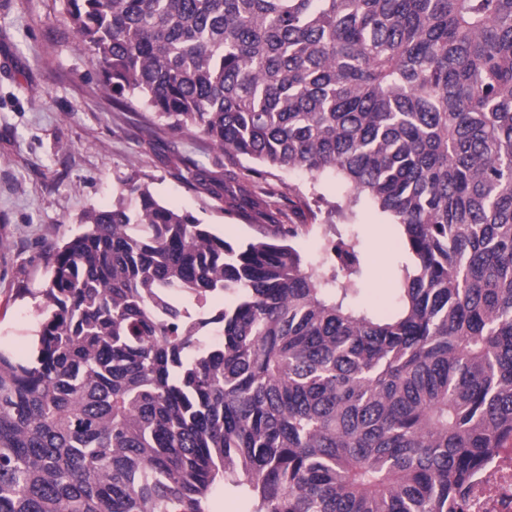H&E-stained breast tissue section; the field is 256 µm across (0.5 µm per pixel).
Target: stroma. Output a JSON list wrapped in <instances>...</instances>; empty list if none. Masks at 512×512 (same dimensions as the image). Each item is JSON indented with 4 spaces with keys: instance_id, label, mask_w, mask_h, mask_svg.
I'll use <instances>...</instances> for the list:
<instances>
[{
    "instance_id": "1",
    "label": "stroma",
    "mask_w": 512,
    "mask_h": 512,
    "mask_svg": "<svg viewBox=\"0 0 512 512\" xmlns=\"http://www.w3.org/2000/svg\"><path fill=\"white\" fill-rule=\"evenodd\" d=\"M76 42L60 0H0V348L19 355L42 319L53 246L77 233L85 210L111 205L132 171L150 175L161 202L225 240L255 234L249 218L226 213L223 198L185 181L191 163L220 179L229 169L244 174V162L202 135L173 134L161 120L143 133L140 103L113 101ZM266 181L291 201L281 221L302 225L294 240L301 255L315 258L328 235L355 240L369 269L366 302L390 311L394 278L408 261L398 225L367 198L349 202L336 174L313 182L273 169ZM335 204L342 213H331Z\"/></svg>"
}]
</instances>
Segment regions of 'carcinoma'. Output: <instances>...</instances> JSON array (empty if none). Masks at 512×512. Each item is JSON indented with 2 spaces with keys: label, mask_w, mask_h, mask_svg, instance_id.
<instances>
[{
  "label": "carcinoma",
  "mask_w": 512,
  "mask_h": 512,
  "mask_svg": "<svg viewBox=\"0 0 512 512\" xmlns=\"http://www.w3.org/2000/svg\"><path fill=\"white\" fill-rule=\"evenodd\" d=\"M61 5L113 99L261 179L336 172L413 264L382 315L354 241L306 260L236 173L186 182L260 220L237 244L132 173L0 351V512H456L512 440V0Z\"/></svg>",
  "instance_id": "obj_1"
}]
</instances>
